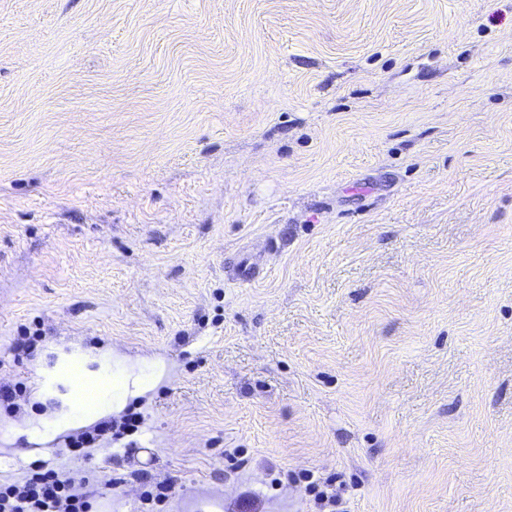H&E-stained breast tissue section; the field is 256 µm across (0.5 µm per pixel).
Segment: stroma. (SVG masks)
I'll return each instance as SVG.
<instances>
[{"label": "stroma", "instance_id": "35a3bbf8", "mask_svg": "<svg viewBox=\"0 0 512 512\" xmlns=\"http://www.w3.org/2000/svg\"><path fill=\"white\" fill-rule=\"evenodd\" d=\"M17 382L0 482L133 407L166 512H512V0H0Z\"/></svg>", "mask_w": 512, "mask_h": 512}]
</instances>
